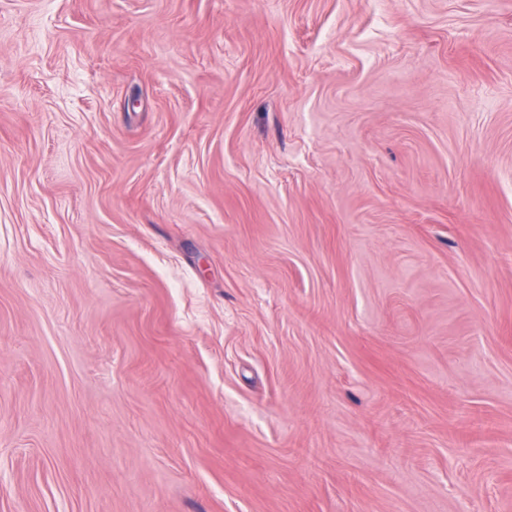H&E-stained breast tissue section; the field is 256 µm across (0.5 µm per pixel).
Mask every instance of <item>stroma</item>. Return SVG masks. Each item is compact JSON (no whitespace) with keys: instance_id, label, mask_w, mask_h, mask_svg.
Returning <instances> with one entry per match:
<instances>
[{"instance_id":"35a3bbf8","label":"stroma","mask_w":512,"mask_h":512,"mask_svg":"<svg viewBox=\"0 0 512 512\" xmlns=\"http://www.w3.org/2000/svg\"><path fill=\"white\" fill-rule=\"evenodd\" d=\"M0 512H512V0H0Z\"/></svg>"}]
</instances>
